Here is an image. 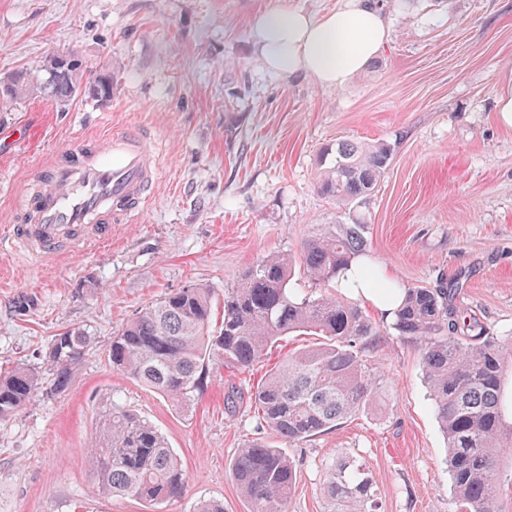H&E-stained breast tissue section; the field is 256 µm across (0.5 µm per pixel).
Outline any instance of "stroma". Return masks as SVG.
<instances>
[{
	"instance_id": "obj_1",
	"label": "stroma",
	"mask_w": 512,
	"mask_h": 512,
	"mask_svg": "<svg viewBox=\"0 0 512 512\" xmlns=\"http://www.w3.org/2000/svg\"><path fill=\"white\" fill-rule=\"evenodd\" d=\"M338 0H0V78L71 53L85 74L116 73L111 102L60 106L34 92L0 101V226L39 163L90 133L150 134L158 177L136 224L54 265L0 251V368L41 366L52 336L93 345L68 391L0 422V512H192L200 499L251 512L231 476L239 448L274 443L248 401L292 336L248 371L209 377L186 411L112 369L113 332L141 307L192 283L216 293L262 257L299 251L321 224L349 217L317 189L319 157L340 140L385 142L393 156L357 213L372 260L396 282L460 279L458 305L489 335L512 336V128L496 120L512 76V0H384L391 38L346 87L288 81L260 65L250 27L285 6L320 15ZM381 406L287 448L297 465L288 512H336L329 470L353 458L382 512H455L446 441L417 345L380 320ZM245 395L224 406L228 387ZM120 400L167 439L184 493L150 505L105 495L84 462L100 411Z\"/></svg>"
}]
</instances>
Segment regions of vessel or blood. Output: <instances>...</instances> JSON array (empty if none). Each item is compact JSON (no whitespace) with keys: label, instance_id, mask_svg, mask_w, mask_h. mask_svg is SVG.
I'll list each match as a JSON object with an SVG mask.
<instances>
[{"label":"vessel or blood","instance_id":"obj_1","mask_svg":"<svg viewBox=\"0 0 512 512\" xmlns=\"http://www.w3.org/2000/svg\"><path fill=\"white\" fill-rule=\"evenodd\" d=\"M156 175L146 135L86 136L38 167V187L18 194L0 245L43 262L109 241L113 225L137 222Z\"/></svg>","mask_w":512,"mask_h":512}]
</instances>
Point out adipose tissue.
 I'll use <instances>...</instances> for the list:
<instances>
[{"mask_svg": "<svg viewBox=\"0 0 512 512\" xmlns=\"http://www.w3.org/2000/svg\"><path fill=\"white\" fill-rule=\"evenodd\" d=\"M391 37L376 0H341L315 17L288 7L261 12L252 23V45L263 66L280 78L307 77L324 87L341 88L363 72ZM338 288L391 318L400 304L360 276L358 264L342 270Z\"/></svg>", "mask_w": 512, "mask_h": 512, "instance_id": "ef3b65f1", "label": "adipose tissue"}]
</instances>
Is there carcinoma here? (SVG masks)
I'll use <instances>...</instances> for the list:
<instances>
[{"mask_svg": "<svg viewBox=\"0 0 512 512\" xmlns=\"http://www.w3.org/2000/svg\"><path fill=\"white\" fill-rule=\"evenodd\" d=\"M38 90L65 104L81 96L111 100L112 72L83 77L82 64L57 67L49 58L42 76H16L3 100ZM387 143L362 146L340 141L321 162L320 193L342 207L363 204L379 187L389 165ZM368 225L325 224L315 229L298 256L271 255L257 261L232 288L224 289V319L210 331L215 290L190 284L142 307L113 334L112 368L152 389L175 407L188 409L212 371L247 370L292 334L318 342L291 352L270 370L251 395L259 423L288 444L305 442L376 405L384 394L382 375L371 356L380 327L345 300L320 290L363 258L364 278L378 282L367 253ZM303 269L313 291L295 287L292 269ZM403 295L392 329L419 343L422 373L439 428L446 440L456 512H512L502 492L512 490V338L490 336L484 324L457 305L458 285L440 288L381 283ZM92 337L80 328L48 342V377L26 364L0 371V421L40 397L67 391L88 355ZM85 461L106 495L121 494L159 504L185 489L183 466L161 432L117 405L96 420ZM232 478L252 512H288L296 464L279 448L250 444L238 449ZM324 492L338 512H378L374 483L365 467L341 460Z\"/></svg>", "mask_w": 512, "mask_h": 512, "instance_id": "obj_1", "label": "carcinoma"}]
</instances>
